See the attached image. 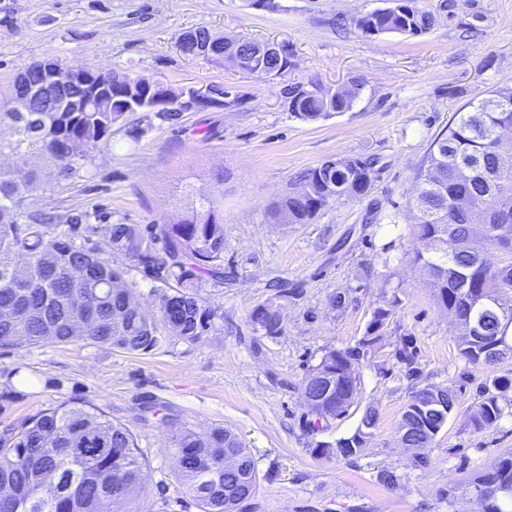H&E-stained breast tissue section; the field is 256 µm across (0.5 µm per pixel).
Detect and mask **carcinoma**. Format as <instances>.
Here are the masks:
<instances>
[{
	"label": "carcinoma",
	"mask_w": 512,
	"mask_h": 512,
	"mask_svg": "<svg viewBox=\"0 0 512 512\" xmlns=\"http://www.w3.org/2000/svg\"><path fill=\"white\" fill-rule=\"evenodd\" d=\"M437 22L435 12L416 0H397L351 20L365 35L398 32L422 35ZM239 67L261 68L282 76L288 54L265 52L266 45H238ZM290 112L302 121H316L352 107L354 96L326 100L317 89H285ZM122 112H0V125L11 137L0 141V154L23 153L42 166L0 172V347L22 348L39 343L90 340L102 346L146 354L176 337L194 343L213 326L214 314L200 295L196 273L224 279V224L221 200L205 197L190 215L172 224L109 225L105 247L81 241L84 226L99 218L79 211L61 217L34 208L27 198L51 182L67 181L84 169L93 153L108 145L112 124ZM512 87L457 112L448 129L430 145L416 172L413 209L415 231L422 242L414 262L431 279L438 303L458 328L461 357L473 365L493 366L512 360V346L497 356L485 347L512 327ZM371 182V163L356 159L340 166L330 159L300 177L301 190L284 197L278 216L290 224H308L333 197H359ZM66 229L59 230L60 226ZM504 254L502 265L486 263L484 253ZM123 256L157 284L158 316L148 315L134 289L123 284L124 270L112 264ZM398 296L377 307L355 346L326 351L306 376L302 398L305 426L314 433L349 414L357 390L356 364L381 340ZM252 323L267 336L281 331L279 308L257 305ZM398 359L419 379L402 413L399 431L414 450L419 465L429 457L423 449L444 425L436 411L418 403L429 394L448 401L455 391L420 379L412 367L409 344ZM512 379L488 378L480 386L469 416L475 430L495 426L503 416L500 394ZM376 409L364 410L355 432L336 442L320 441L313 453L350 459L376 426ZM173 457L199 512H235L256 491L258 471L250 451L228 428L205 433L182 428L173 434ZM232 453L237 464L227 466ZM149 467L136 448L132 432L114 423L84 401L65 400L0 429V512H139L131 507L144 494ZM483 512H512V452L473 482Z\"/></svg>",
	"instance_id": "obj_1"
}]
</instances>
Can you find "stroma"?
<instances>
[{"instance_id":"35a3bbf8","label":"stroma","mask_w":512,"mask_h":512,"mask_svg":"<svg viewBox=\"0 0 512 512\" xmlns=\"http://www.w3.org/2000/svg\"><path fill=\"white\" fill-rule=\"evenodd\" d=\"M435 11L428 33L375 36L337 30L394 7V0H0V105L24 65L46 56L65 66L144 74L173 89L224 86L223 104L167 123L130 112L89 171L33 202L59 212H103L85 236L101 247L108 224H168L204 196L223 195L224 272L201 295L213 327L195 343L170 339L134 354L89 341L0 350V368L23 382L0 399V426L67 399L95 406L135 436L149 465L141 512H199L171 456L173 428H231L249 448L258 487L236 512H482L466 485L512 452V389L504 416L482 431L468 422L486 378H512V361L472 365L451 319L413 257L421 244L408 206L414 176L454 113L498 87H512V0H418ZM204 26L253 42L287 45L290 67L266 78L223 61L192 58L179 36ZM359 81L352 109L304 122L288 110L290 85L338 89ZM336 157L374 159L367 193L339 198L307 224H281L277 205L299 190L301 172ZM297 295L275 299L272 280ZM344 293V309L330 299ZM399 296L381 341L357 366L355 403L323 432L305 426L302 384L326 350L364 335L374 308ZM278 300L282 330L269 337L250 319ZM416 350L423 379L455 389L457 401L416 466L398 426L413 383L396 355ZM161 408L167 423L143 414ZM378 423L353 460L322 458L316 442L350 437L366 407ZM392 472L393 484L381 472Z\"/></svg>"}]
</instances>
